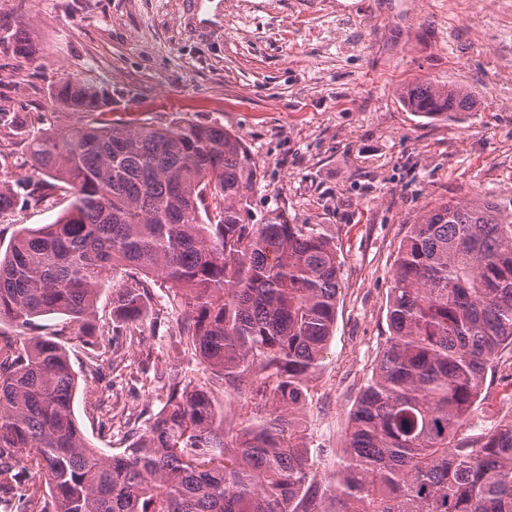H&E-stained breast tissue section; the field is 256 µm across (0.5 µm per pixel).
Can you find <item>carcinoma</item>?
<instances>
[{"instance_id": "cac0c4a2", "label": "carcinoma", "mask_w": 512, "mask_h": 512, "mask_svg": "<svg viewBox=\"0 0 512 512\" xmlns=\"http://www.w3.org/2000/svg\"><path fill=\"white\" fill-rule=\"evenodd\" d=\"M0 46L30 58L23 30ZM54 100L85 121L21 132L32 172L0 177V219L19 197L45 203L65 185L51 224L16 232L0 255V321L22 329L71 319L91 351L102 345L96 302L104 276L122 346L152 299L151 275L182 311L175 336L242 404L234 422L180 367L166 369L167 402L121 453L106 456L74 416L78 380L62 331L0 341V503L10 512H512V418L466 434L487 372L512 347V211L492 199L441 201L400 244L386 337L349 414L336 482L322 477L302 411L336 324V244L310 224L247 219L257 162L217 125L112 124L79 80ZM407 107L468 112L461 86L417 83Z\"/></svg>"}]
</instances>
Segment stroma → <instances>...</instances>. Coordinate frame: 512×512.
Masks as SVG:
<instances>
[{
    "label": "stroma",
    "mask_w": 512,
    "mask_h": 512,
    "mask_svg": "<svg viewBox=\"0 0 512 512\" xmlns=\"http://www.w3.org/2000/svg\"><path fill=\"white\" fill-rule=\"evenodd\" d=\"M193 0H0V25L30 33L36 57L0 48V112L27 127L78 114L52 98L80 80L109 102L115 122L220 125L252 152L261 181L253 221L279 210L313 224L341 262L336 325L299 416L318 471L335 479L349 412L388 334L391 268L411 224L438 199L512 204V0H223L212 13ZM452 83L469 112L407 111L410 85ZM63 192L17 204L0 222V251L21 228L52 223ZM168 289L153 298L119 352L90 357L62 336L78 375L74 415L89 441L119 453L167 401V366L187 370L235 400L199 368L173 328ZM472 420L491 426L512 414L500 373Z\"/></svg>",
    "instance_id": "35a3bbf8"
}]
</instances>
